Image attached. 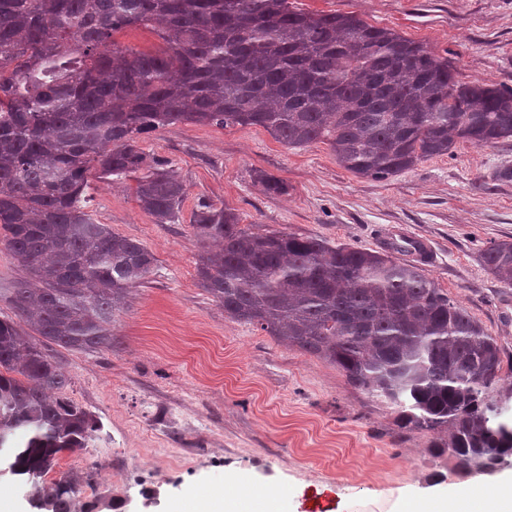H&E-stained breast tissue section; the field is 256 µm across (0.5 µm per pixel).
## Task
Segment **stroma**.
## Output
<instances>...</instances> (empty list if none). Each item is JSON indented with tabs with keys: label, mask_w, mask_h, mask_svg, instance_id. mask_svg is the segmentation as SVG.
<instances>
[{
	"label": "stroma",
	"mask_w": 512,
	"mask_h": 512,
	"mask_svg": "<svg viewBox=\"0 0 512 512\" xmlns=\"http://www.w3.org/2000/svg\"><path fill=\"white\" fill-rule=\"evenodd\" d=\"M313 13H355L427 44L459 78L512 87V0H290ZM186 197L157 224L131 182L90 176L88 210L155 255L153 271L114 318L117 342L94 353L56 348L65 398L100 429L89 448L60 454L48 480L79 475L78 512H172L189 490L225 484L276 497L274 512H408L472 486H512V457L489 474L458 470L432 433L400 428L384 398L336 366L227 317L201 288L190 220L201 200L234 209L245 229L284 230L378 251L392 228L428 238L426 267L494 336L512 363V288L485 268L491 243L512 241V138L377 181L342 168L327 144L291 148L260 127L175 124L143 135ZM283 181V194L254 179Z\"/></svg>",
	"instance_id": "obj_1"
}]
</instances>
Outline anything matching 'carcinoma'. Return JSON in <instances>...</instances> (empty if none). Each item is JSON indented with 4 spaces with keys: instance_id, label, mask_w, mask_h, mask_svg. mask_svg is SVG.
I'll list each match as a JSON object with an SVG mask.
<instances>
[{
    "instance_id": "carcinoma-1",
    "label": "carcinoma",
    "mask_w": 512,
    "mask_h": 512,
    "mask_svg": "<svg viewBox=\"0 0 512 512\" xmlns=\"http://www.w3.org/2000/svg\"><path fill=\"white\" fill-rule=\"evenodd\" d=\"M140 27L161 51L114 39ZM178 123L326 143L346 170L382 180L459 141L512 138V88L463 82L420 42L288 0H0V243L26 270L3 293L14 317L0 318V463L37 512H73L78 480L45 476L99 430L60 397L50 346L112 348L114 311L156 262L84 211L89 174L133 179L142 211L174 222L186 187L138 140ZM240 221L205 201L191 218L200 284L225 315L333 364L467 471L512 456V419L488 398L502 350L419 266ZM483 259L511 288L512 241Z\"/></svg>"
}]
</instances>
